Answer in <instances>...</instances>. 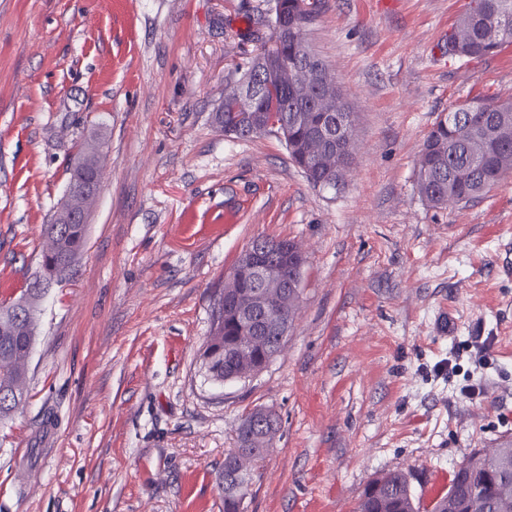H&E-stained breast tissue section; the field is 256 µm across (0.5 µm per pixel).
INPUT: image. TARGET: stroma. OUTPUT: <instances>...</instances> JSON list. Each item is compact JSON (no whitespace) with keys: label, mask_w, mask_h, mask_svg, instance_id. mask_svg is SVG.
<instances>
[{"label":"stroma","mask_w":512,"mask_h":512,"mask_svg":"<svg viewBox=\"0 0 512 512\" xmlns=\"http://www.w3.org/2000/svg\"><path fill=\"white\" fill-rule=\"evenodd\" d=\"M469 3L317 0L304 38L358 128L334 191L276 135L213 121L270 0H0V300L37 271L81 144L104 168L0 424V512H224L215 475L256 406L281 428L245 512H354L394 470L430 512L474 450L512 440V175L448 209L415 189L440 114L512 100V44L448 56ZM257 237L303 245L301 313L264 370L218 383L214 297ZM215 123L224 129V135L232 138H247L259 134H266L262 131H252L251 128L247 129L244 126V119L240 117V114L226 111L215 112L214 114ZM239 132V133H238Z\"/></svg>","instance_id":"stroma-1"}]
</instances>
